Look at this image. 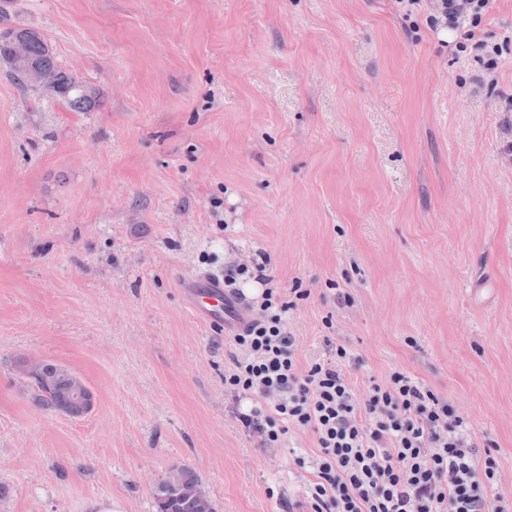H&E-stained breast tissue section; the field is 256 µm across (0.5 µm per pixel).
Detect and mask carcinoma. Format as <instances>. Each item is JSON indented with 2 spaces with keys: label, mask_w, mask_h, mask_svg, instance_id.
Segmentation results:
<instances>
[{
  "label": "carcinoma",
  "mask_w": 512,
  "mask_h": 512,
  "mask_svg": "<svg viewBox=\"0 0 512 512\" xmlns=\"http://www.w3.org/2000/svg\"><path fill=\"white\" fill-rule=\"evenodd\" d=\"M28 57L30 66L53 72L56 88L52 97L71 111L93 112L100 108L99 91L59 66L52 42L43 32H35L28 44ZM29 375L33 379V402L41 408L74 419L86 416L93 409V390L68 367L46 360ZM170 475L175 480L166 478L155 488L156 512H215L211 498L190 468L176 466Z\"/></svg>",
  "instance_id": "obj_1"
}]
</instances>
